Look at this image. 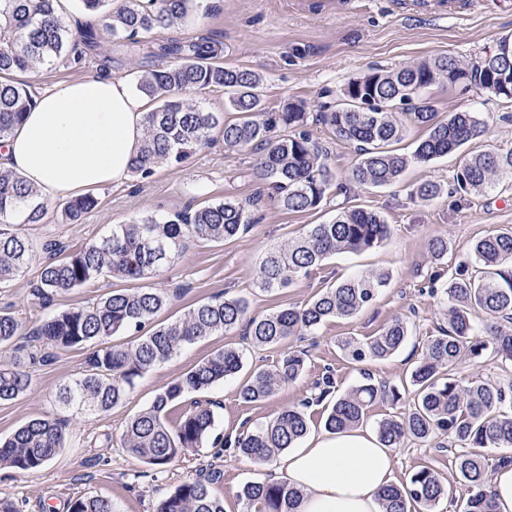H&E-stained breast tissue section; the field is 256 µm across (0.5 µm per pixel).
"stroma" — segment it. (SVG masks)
I'll list each match as a JSON object with an SVG mask.
<instances>
[{
  "label": "stroma",
  "instance_id": "stroma-1",
  "mask_svg": "<svg viewBox=\"0 0 512 512\" xmlns=\"http://www.w3.org/2000/svg\"><path fill=\"white\" fill-rule=\"evenodd\" d=\"M507 34H512V0H480L476 6L470 0H198L186 18L152 32L144 45L102 36L96 47L86 50L82 64L38 66L18 75L17 80L36 95L62 83L102 74L132 81L172 65V57L161 51L163 45L206 42L217 49L225 65L261 75L266 111L304 104L307 128L327 149L341 180L360 154L356 145L336 140L320 115L335 109L350 79L371 67L394 68L442 55L471 60ZM422 96L432 102L440 118L470 111L486 122L484 133L467 144V151L512 149V101L475 88L465 93L445 83L430 86ZM255 158V152L248 149L225 150L222 138L217 137L182 166L162 165L149 178L134 175L123 185L96 191L98 206L79 222L51 217L40 224L20 225V232L33 243V256L25 273L0 284V310L9 309L28 328L57 311L96 303L104 294L122 288V281L108 277L42 304L32 290L46 242L61 243L72 251L112 225L134 218L163 219L211 202L245 201L255 196L261 202L253 211L255 222L247 233L224 242L188 240L178 259L142 280V287L167 294L163 319H176L196 303L226 294L247 297L250 314L257 317L286 303L304 305L321 289L369 270L387 272L386 287L356 316L331 319L314 334L290 337L286 346L306 353L303 373L263 402H243L238 389L253 370L272 366L282 348L252 347L237 327L185 346L176 357L139 378L126 400L106 414L88 419L68 411L64 447L45 467L34 472L0 469V498L13 501L17 512H68L70 501L81 496L107 498L116 512H156L158 503L176 486L211 466L224 473L213 486L214 494L223 499L226 512H238L242 487L270 480L272 462L208 445L155 470L121 444L130 418L147 408L170 382L227 345L242 351V372L201 394L202 399L212 401L216 430L223 436L233 438L254 429L285 407L305 406L315 382L327 373L332 374L339 394L367 375L373 382L399 389L397 400L386 399L369 408L367 426L384 418H400L408 410L413 398L407 384L409 374L427 340L446 324V300L429 294L427 273L453 271L459 262L468 260L474 240L497 229L512 228V177L503 178L483 195H454L451 188L462 158L456 152L427 163H410L392 185L356 188L346 195L332 191L318 208L289 212L258 179ZM424 181L441 184L444 194L430 202L411 199V190ZM342 207L381 213L391 226L389 238L376 248L327 259L285 291L266 293L257 288L259 261L267 250L301 236L308 225L329 221ZM436 236L448 239V253L439 261L428 252V243ZM397 318L408 322L410 334L393 356L360 364L340 350L342 340H367ZM86 356L83 349L59 350L49 364L30 366L27 391L0 403V437L11 435L32 419L59 414L56 387L83 372ZM305 408L310 429L322 431L323 406ZM422 467L434 470L447 489L438 512L460 504L464 490L452 451L433 441H408L396 449V481H404L411 471Z\"/></svg>",
  "mask_w": 512,
  "mask_h": 512
}]
</instances>
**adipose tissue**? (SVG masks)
Here are the masks:
<instances>
[{"label":"adipose tissue","mask_w":512,"mask_h":512,"mask_svg":"<svg viewBox=\"0 0 512 512\" xmlns=\"http://www.w3.org/2000/svg\"><path fill=\"white\" fill-rule=\"evenodd\" d=\"M150 108L149 99L120 78L57 85L0 145V166L45 201L123 184ZM273 474L300 491L297 512H381L378 494L394 478L393 451L364 426L314 434L283 451Z\"/></svg>","instance_id":"1"}]
</instances>
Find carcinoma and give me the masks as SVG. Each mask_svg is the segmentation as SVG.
I'll use <instances>...</instances> for the list:
<instances>
[{
	"instance_id": "carcinoma-1",
	"label": "carcinoma",
	"mask_w": 512,
	"mask_h": 512,
	"mask_svg": "<svg viewBox=\"0 0 512 512\" xmlns=\"http://www.w3.org/2000/svg\"><path fill=\"white\" fill-rule=\"evenodd\" d=\"M58 0H0V140L20 124L35 103L28 86L12 79L37 65L59 61L79 64L73 33L57 14ZM83 11L94 16L112 38L134 43L155 29L185 18L195 0H125L112 9V0H79ZM164 51L176 58L168 68L141 75L135 89L155 101L145 115L143 145L131 163L132 173L148 178L160 165L180 166L209 144L210 132L222 127L224 148L232 151L256 147L261 153L256 173L276 193L282 207L299 212L317 208L331 189L347 194L355 187H381L395 182L409 159L429 162L462 150L485 131V122L474 112H455L444 121L421 98L436 82L463 91L473 88L512 100V36L498 39L494 50L461 61L440 56L393 70L371 67L348 81L340 103L323 113L324 121L342 141L359 146L360 161L343 182L327 162V151L302 130L304 105L290 104L282 112L261 108V77L247 69L214 62L208 45L171 43ZM224 92L225 109L240 114L224 123L216 112L185 102L178 94L186 89ZM403 106L402 118L387 108ZM426 129L408 158L387 149L402 140L405 123ZM294 129L276 136L277 126ZM512 176V149L467 154L455 177L453 192L462 196L488 192L497 179ZM443 193L441 185L424 182L410 198L429 202ZM98 199L85 195L55 206L70 222L94 209ZM258 199H225L192 212H177L165 220L143 217L114 224L99 239L77 251L65 253L57 243H47L33 294L49 302L59 293L81 288L102 277L136 282L178 257L186 239L215 242L231 240L252 224L251 209ZM49 213L36 189L12 171L0 167V282L19 276L31 258L33 244L16 228L14 220L40 224ZM390 234L389 224L373 210L343 208L323 224L308 225L305 234L267 251L259 262L258 285L266 292L282 291L339 253H357L375 247ZM512 231L490 233L470 246V258L450 276L436 271L430 276V293L443 294L448 327L431 337L410 374L415 387L411 409L399 419L378 422L376 433L388 448L405 441L427 442L443 436L459 447L455 467L466 490L463 512H495L489 492L487 448H512V383L464 380L456 367L465 359L489 352L512 361ZM383 272L369 271L322 289L303 306L283 305L261 317H247V302L238 297L218 298L196 304L183 316L155 322L167 304L156 289L115 290L90 306L71 307L53 314L40 325L25 329L7 312L0 313V346L14 348L12 361L0 364V402L16 399L29 385L25 361L49 362L53 351L87 349L84 373L61 384L56 402L87 418H95L120 404L137 379L155 366L175 357L181 349L201 339L222 334L241 324L255 347H273L291 336L313 332L329 319L351 318L367 307L387 285ZM487 321L483 333L476 319ZM117 336L131 341L114 343ZM409 336L407 324L396 319L366 341L347 339L341 350L355 362L382 360L394 355ZM243 367L242 352L226 347L211 353L157 393L152 403L127 422L122 444L141 462L166 467L184 452L209 443L227 444L240 454L268 461L294 447L309 431L305 412L290 407L269 422L234 440L214 434L211 403L196 400L177 421L169 420L171 406L185 396L235 377ZM304 370V352L284 351L272 368L253 372L239 389L246 403L261 402L281 386L297 380ZM319 393L303 403L307 407L332 397L333 382L325 376ZM398 398V390L365 381L347 393L332 397L323 416L324 429L343 433L363 424L367 409L378 399ZM67 420L36 418L0 441V468L36 471L63 447ZM223 474L211 469L178 485L159 504L157 512H224V501L211 485ZM445 494L439 475L429 468L411 473L405 482L390 484L380 494L382 512H433ZM301 492L287 481L248 482L239 499L245 512H296ZM70 512H115L112 501L99 496L80 497Z\"/></svg>"
}]
</instances>
